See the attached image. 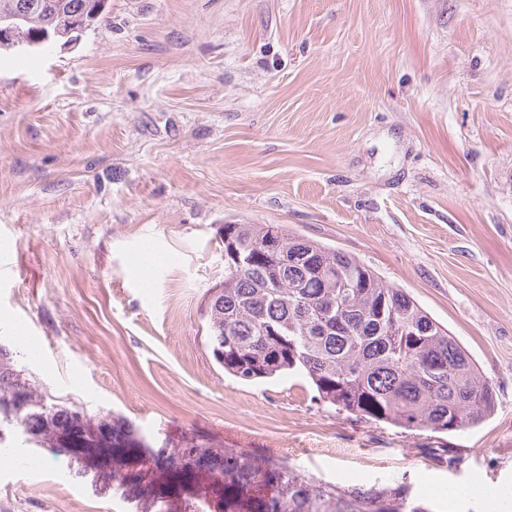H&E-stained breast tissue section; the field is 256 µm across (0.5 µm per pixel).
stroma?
<instances>
[{
    "instance_id": "1",
    "label": "stroma",
    "mask_w": 512,
    "mask_h": 512,
    "mask_svg": "<svg viewBox=\"0 0 512 512\" xmlns=\"http://www.w3.org/2000/svg\"><path fill=\"white\" fill-rule=\"evenodd\" d=\"M283 224L406 291L493 383L455 434L359 421L206 346L223 227ZM0 343L152 447L287 461L428 512H512V0H111L70 50L0 57ZM0 512H126L68 460Z\"/></svg>"
}]
</instances>
